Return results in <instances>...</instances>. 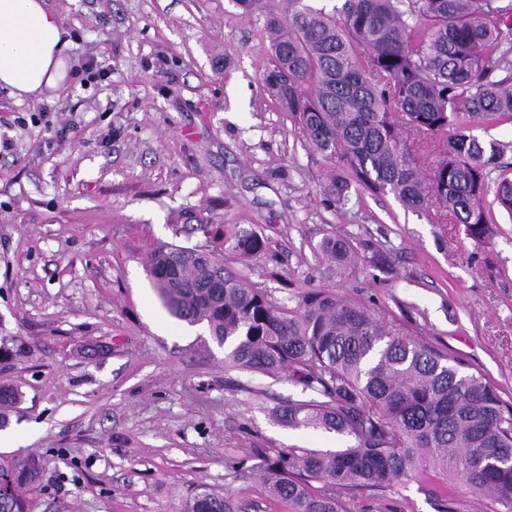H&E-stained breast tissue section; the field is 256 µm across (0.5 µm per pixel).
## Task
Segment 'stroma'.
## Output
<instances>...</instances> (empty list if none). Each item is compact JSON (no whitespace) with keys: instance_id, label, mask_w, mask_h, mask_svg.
I'll return each mask as SVG.
<instances>
[{"instance_id":"stroma-1","label":"stroma","mask_w":512,"mask_h":512,"mask_svg":"<svg viewBox=\"0 0 512 512\" xmlns=\"http://www.w3.org/2000/svg\"><path fill=\"white\" fill-rule=\"evenodd\" d=\"M48 5L69 42L61 79L36 100L0 89V384L23 392L0 454L42 460L35 512H176L201 484L283 512L244 449L342 447L277 424L288 376L225 370L206 325L159 300L147 254L228 224L266 238L260 257L224 261L274 299L346 295L512 390L511 217L477 240L390 194L327 209L320 158L264 86V17L234 0ZM91 59L111 74L80 85ZM331 233L385 268L338 276L316 252ZM356 508L435 512L416 482L359 490Z\"/></svg>"}]
</instances>
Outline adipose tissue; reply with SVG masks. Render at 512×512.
<instances>
[{
    "label": "adipose tissue",
    "mask_w": 512,
    "mask_h": 512,
    "mask_svg": "<svg viewBox=\"0 0 512 512\" xmlns=\"http://www.w3.org/2000/svg\"><path fill=\"white\" fill-rule=\"evenodd\" d=\"M46 0H0V88L35 99L61 77L68 46Z\"/></svg>",
    "instance_id": "adipose-tissue-1"
}]
</instances>
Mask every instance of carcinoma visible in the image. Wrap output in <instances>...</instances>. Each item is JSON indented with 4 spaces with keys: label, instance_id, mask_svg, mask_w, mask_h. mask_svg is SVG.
I'll return each instance as SVG.
<instances>
[{
    "label": "carcinoma",
    "instance_id": "1",
    "mask_svg": "<svg viewBox=\"0 0 512 512\" xmlns=\"http://www.w3.org/2000/svg\"><path fill=\"white\" fill-rule=\"evenodd\" d=\"M493 2L343 0L328 13L304 0L283 8L235 0L246 13H265V85L326 167L327 207L343 209L361 189L390 193L407 209L446 208L481 239L492 233L484 199L497 171L495 198L512 219L501 145H484L459 122L512 120V84L496 77L488 57L512 41V26ZM450 127L428 176L411 136ZM266 246L257 231L227 224L204 247L155 248L145 268L173 317L206 325L225 347V369L289 374L301 398L278 401L276 422L347 441L334 451H257L267 497L288 512H355L353 491L414 481L428 487L436 512H457L461 486L502 507L494 512H512V402L454 356L392 334L356 300L310 289L290 308L224 265L225 250L252 258ZM317 251L340 273L358 264L342 235L324 237ZM22 398L0 385V428ZM42 475L34 456L0 457V512H31L25 492ZM181 512L241 505L201 484Z\"/></svg>",
    "mask_w": 512,
    "mask_h": 512
}]
</instances>
